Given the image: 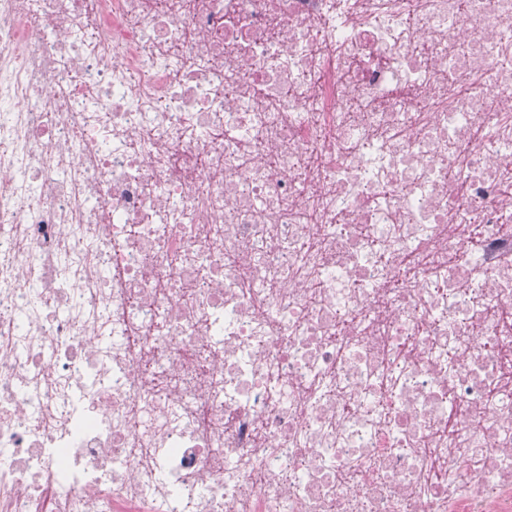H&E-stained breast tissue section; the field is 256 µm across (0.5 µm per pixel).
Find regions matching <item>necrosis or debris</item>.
Returning <instances> with one entry per match:
<instances>
[{
  "label": "necrosis or debris",
  "instance_id": "necrosis-or-debris-1",
  "mask_svg": "<svg viewBox=\"0 0 512 512\" xmlns=\"http://www.w3.org/2000/svg\"><path fill=\"white\" fill-rule=\"evenodd\" d=\"M510 216L512 0H0V512H512Z\"/></svg>",
  "mask_w": 512,
  "mask_h": 512
}]
</instances>
